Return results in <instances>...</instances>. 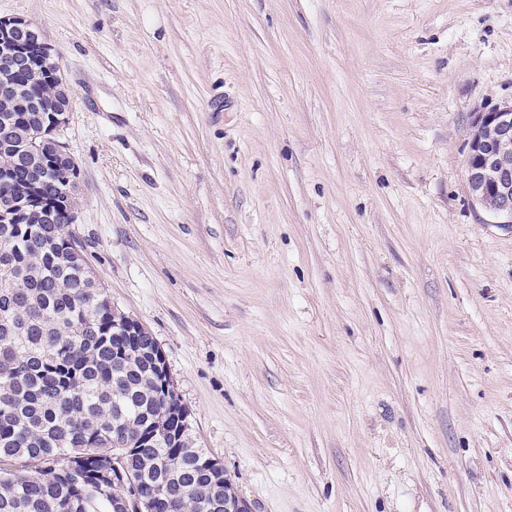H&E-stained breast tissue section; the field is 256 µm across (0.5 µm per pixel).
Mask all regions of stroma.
Segmentation results:
<instances>
[{
  "label": "stroma",
  "mask_w": 512,
  "mask_h": 512,
  "mask_svg": "<svg viewBox=\"0 0 512 512\" xmlns=\"http://www.w3.org/2000/svg\"><path fill=\"white\" fill-rule=\"evenodd\" d=\"M73 227L252 512H512V224L466 179L512 0H0ZM1 45L6 70L20 66L37 72L57 62L40 26L21 17H0V49Z\"/></svg>",
  "instance_id": "obj_1"
}]
</instances>
